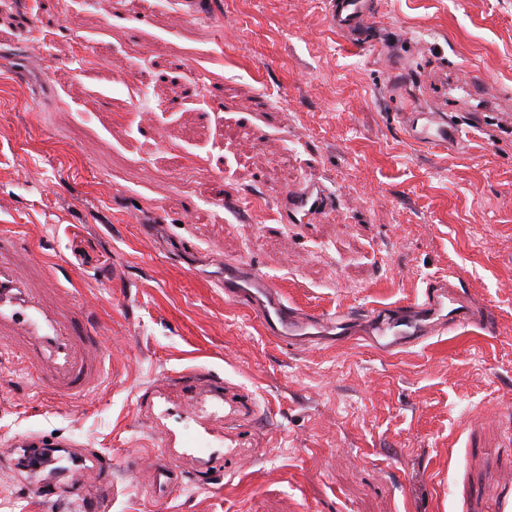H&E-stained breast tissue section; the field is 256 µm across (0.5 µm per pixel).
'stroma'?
I'll return each mask as SVG.
<instances>
[{
	"mask_svg": "<svg viewBox=\"0 0 512 512\" xmlns=\"http://www.w3.org/2000/svg\"><path fill=\"white\" fill-rule=\"evenodd\" d=\"M153 3L0 0V228L111 359L69 402L0 352V512H83L29 492V438L111 459L110 512H512V0H374L359 42L326 0ZM416 103L453 146L408 139ZM309 183L328 210L282 222ZM228 261L319 312L443 279L494 329L292 347Z\"/></svg>",
	"mask_w": 512,
	"mask_h": 512,
	"instance_id": "obj_1",
	"label": "stroma"
}]
</instances>
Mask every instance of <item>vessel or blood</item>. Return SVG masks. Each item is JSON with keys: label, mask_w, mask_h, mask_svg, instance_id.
Returning a JSON list of instances; mask_svg holds the SVG:
<instances>
[{"label": "vessel or blood", "mask_w": 512, "mask_h": 512, "mask_svg": "<svg viewBox=\"0 0 512 512\" xmlns=\"http://www.w3.org/2000/svg\"><path fill=\"white\" fill-rule=\"evenodd\" d=\"M367 0H330V22L336 29L356 34L367 21ZM409 138L421 145L444 147L457 129L440 114L409 109L401 115ZM329 199L322 189L303 187L284 198L286 217L310 218L323 212ZM36 261L24 238L0 233V350L19 356L46 391L59 397H81L94 391L105 375L108 353L102 331L90 323H76L72 299L51 296L31 272ZM225 298L251 310L268 336L296 345L307 342L310 329H322L347 342L366 336L378 349L390 352L422 342L448 325L469 323L467 310L438 282L430 281L422 301L365 309L354 316L301 310L286 303L277 288L256 269L238 262L224 265L220 282ZM35 492L45 498L80 496L78 477L39 483Z\"/></svg>", "instance_id": "vessel-or-blood-1"}]
</instances>
